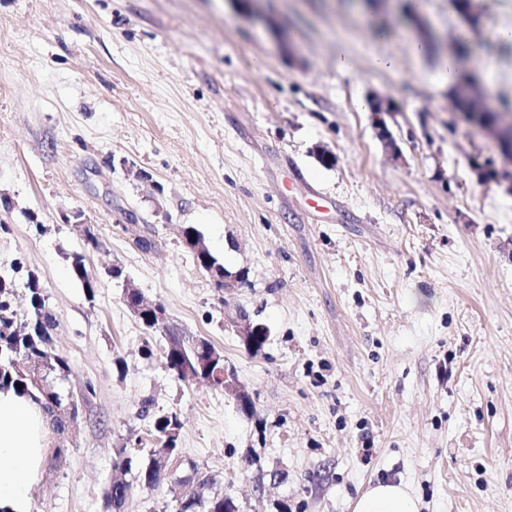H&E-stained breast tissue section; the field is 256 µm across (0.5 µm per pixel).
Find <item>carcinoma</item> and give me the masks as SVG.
Returning <instances> with one entry per match:
<instances>
[{
    "label": "carcinoma",
    "mask_w": 512,
    "mask_h": 512,
    "mask_svg": "<svg viewBox=\"0 0 512 512\" xmlns=\"http://www.w3.org/2000/svg\"><path fill=\"white\" fill-rule=\"evenodd\" d=\"M448 98L456 110L467 114L476 125L490 130L496 139H501L498 116L488 108L472 78L459 76L448 87ZM23 287L27 291L28 311L19 317L12 307L16 277L0 274V390L13 389L28 397L50 415L54 428L63 432L66 430L67 405L76 396L57 390L51 383L39 388L28 375L15 371L11 365L13 358L25 356L49 375L65 377L70 372L67 358L53 345L52 331L57 326V319L46 306L39 282L29 276L23 282ZM211 347L213 344L205 338L196 342L190 340L183 350L176 352L165 345L161 349V359L164 366L171 370L186 360L192 362L197 356L204 357V350ZM180 429L181 423L175 414L161 416L155 421L151 436L159 439V442L153 444V458L147 463L133 464L125 445L118 450L115 469L124 474L134 473V481L117 479L110 484L106 500L114 512H121L134 487L152 491L166 480V476L162 475L164 468L156 456L164 448L178 447V439L167 436V433ZM178 484L186 488V492L183 502L176 504L175 512H239L234 499L226 497V491L216 487V482L196 466L190 468V474L178 478Z\"/></svg>",
    "instance_id": "cac0c4a2"
}]
</instances>
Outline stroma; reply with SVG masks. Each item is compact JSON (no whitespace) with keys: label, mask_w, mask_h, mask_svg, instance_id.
<instances>
[{"label":"stroma","mask_w":512,"mask_h":512,"mask_svg":"<svg viewBox=\"0 0 512 512\" xmlns=\"http://www.w3.org/2000/svg\"><path fill=\"white\" fill-rule=\"evenodd\" d=\"M472 4L469 67L512 110V44L495 37L512 0ZM417 17L436 44L416 54ZM462 25L450 0H0V271L37 275L71 366L61 388H94L53 433L64 453L29 512H111L116 448L141 438L128 448L146 460L171 413L180 473L198 464L239 512H352L384 479L421 512H512V194L478 180L498 142L440 80ZM376 96L392 101L393 153ZM188 226L247 273L226 302ZM128 284L223 352L254 416L142 355L164 339ZM242 309L271 331L260 353L235 332ZM370 112L376 119L378 132L381 140L384 142L385 147L391 152H396L397 146L393 141L384 121L383 116L389 115L391 112V100L388 97H376L369 104Z\"/></svg>","instance_id":"obj_1"}]
</instances>
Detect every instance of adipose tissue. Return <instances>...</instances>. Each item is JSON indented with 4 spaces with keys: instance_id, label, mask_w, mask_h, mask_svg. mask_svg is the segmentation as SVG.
Here are the masks:
<instances>
[{
    "instance_id": "obj_1",
    "label": "adipose tissue",
    "mask_w": 512,
    "mask_h": 512,
    "mask_svg": "<svg viewBox=\"0 0 512 512\" xmlns=\"http://www.w3.org/2000/svg\"><path fill=\"white\" fill-rule=\"evenodd\" d=\"M50 448V419L43 409L13 390L0 391V504L29 512ZM353 512H420V505L406 484L380 481L357 494Z\"/></svg>"
}]
</instances>
